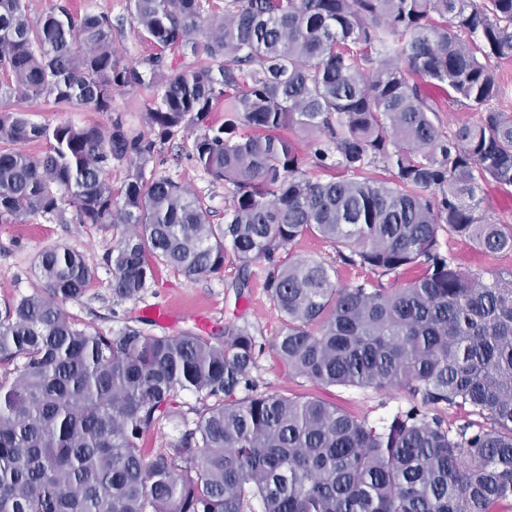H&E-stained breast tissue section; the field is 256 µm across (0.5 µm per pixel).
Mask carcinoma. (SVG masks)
<instances>
[{
	"instance_id": "carcinoma-1",
	"label": "carcinoma",
	"mask_w": 512,
	"mask_h": 512,
	"mask_svg": "<svg viewBox=\"0 0 512 512\" xmlns=\"http://www.w3.org/2000/svg\"><path fill=\"white\" fill-rule=\"evenodd\" d=\"M129 14L179 62L157 53L122 65L107 15L77 20L62 0L34 21L28 0H0V144L49 143L36 157L0 151V222L65 223L69 206L78 224L112 227L108 288L121 302L159 265L219 277L229 249L245 288L265 261L286 323L273 348L288 370L400 388L409 406L371 425L258 392L257 342L238 314L218 342L130 324L105 336L62 308L96 270L48 248L35 263L42 288L0 308V512H505L512 280L460 269L438 231L512 251V225L486 216L477 194L482 182L512 184V115L493 106L505 93L494 65L512 58V0H224L217 24L203 0H129ZM435 82L454 95L431 99ZM141 88L154 91L146 132L118 117L50 127L8 107L47 98L110 112L114 93ZM459 106L481 117L448 131L440 114ZM190 129L189 158L233 186L222 224L183 184L146 177L159 145ZM284 130L337 175L309 176ZM124 160L133 169L117 193L107 172ZM376 167L392 180L367 177ZM307 234L377 280L339 287L322 262L279 260ZM412 266L421 275L397 283ZM179 390L200 404L192 427L145 455L150 427L188 422ZM442 406L462 419L446 422Z\"/></svg>"
}]
</instances>
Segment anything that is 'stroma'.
I'll list each match as a JSON object with an SVG mask.
<instances>
[{
	"label": "stroma",
	"instance_id": "1",
	"mask_svg": "<svg viewBox=\"0 0 512 512\" xmlns=\"http://www.w3.org/2000/svg\"><path fill=\"white\" fill-rule=\"evenodd\" d=\"M75 11L106 13L111 16L113 45L117 57L125 65H142L156 49L131 21L127 0H72ZM153 96L152 90L141 89L114 94L112 109L91 112L82 108L59 111L44 100H21L17 106L26 110L32 121L51 126L71 123L77 126L97 124L109 126L112 117H121L126 126H145L144 105ZM185 138L166 143L154 165L158 176H169L182 182L200 196L210 210V221H224V210L232 200L231 186L211 182L187 156ZM112 228L94 224H59L35 217L16 224L0 223V304L40 289L35 273V259L45 248L64 245L84 256L97 271L85 296L77 302L64 303V310L83 320L104 335L115 334L125 324L144 327L158 336H174L194 328L191 309L202 308L210 321V330L218 334L224 328L229 309L242 303V312L250 325L261 352L252 371L258 391L277 393L289 398H317L336 404L353 416L376 423L390 416L397 408L407 406L408 397L399 390L378 392L370 388L322 386L288 371L272 350V344L283 327L281 313L264 288L267 269L254 264L250 284L242 295H235L231 284L239 274V262L233 252L224 255V273L219 278L188 282L175 269L162 266L154 283L136 301L114 303L107 286L110 278L105 257L112 247ZM439 244L444 253L464 270L482 271L485 278L501 274L512 276V252L490 253L476 249L469 241L440 230ZM283 261L314 259L333 266L338 286H350L370 277L369 269L344 263L335 246L322 238L306 235L281 250ZM178 304L187 310L179 321L162 326L143 316L146 307Z\"/></svg>",
	"mask_w": 512,
	"mask_h": 512
}]
</instances>
